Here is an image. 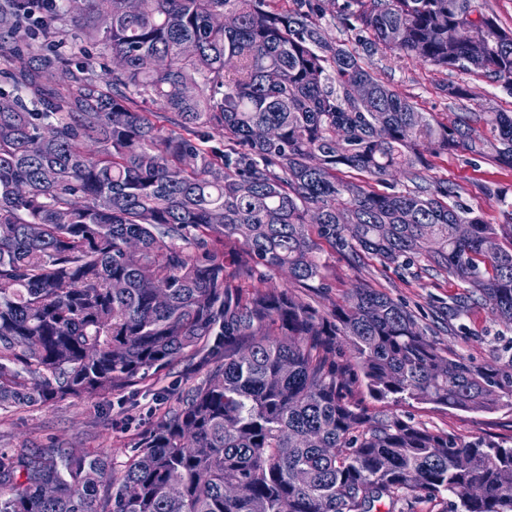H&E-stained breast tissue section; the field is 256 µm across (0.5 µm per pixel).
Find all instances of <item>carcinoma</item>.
<instances>
[{"instance_id":"1","label":"carcinoma","mask_w":512,"mask_h":512,"mask_svg":"<svg viewBox=\"0 0 512 512\" xmlns=\"http://www.w3.org/2000/svg\"><path fill=\"white\" fill-rule=\"evenodd\" d=\"M70 2L0 0V59L21 60L0 68V410L104 396L201 351L211 368L118 472L55 443L0 448V512H382L409 494L512 512V448L353 399L362 378L380 401L493 410L512 360L448 353L366 283L325 312L272 281L309 287L324 242L354 268L422 260L464 285L448 316L512 324V240L421 152L512 167V112L445 123L361 56L382 44L512 90V30L483 0H344L350 48L318 22L336 0ZM68 16L96 65L51 49ZM394 169L414 188L374 190ZM254 278L268 286L244 292Z\"/></svg>"}]
</instances>
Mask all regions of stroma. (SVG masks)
Listing matches in <instances>:
<instances>
[{"label":"stroma","mask_w":512,"mask_h":512,"mask_svg":"<svg viewBox=\"0 0 512 512\" xmlns=\"http://www.w3.org/2000/svg\"><path fill=\"white\" fill-rule=\"evenodd\" d=\"M363 58L391 89L439 120L488 107L512 112V92L497 87L483 74L457 69L439 71L382 45L364 53ZM451 85L469 89L472 99L450 97L447 88ZM428 162L431 176L458 186L467 207L487 223H503L504 204L512 202V168L461 151L432 156ZM318 257L324 287L303 290L302 295L324 310L341 303L349 288L362 282L405 302L420 323L428 324L438 308L451 304L464 292L461 282L425 271L420 261L395 269L369 258L354 268L344 255L326 247L319 250ZM438 341L449 353L488 369L512 360V325L500 322L486 308L465 312L439 334ZM208 369L204 354L199 353L150 372L144 382L104 398L66 397L38 409L17 406L0 410V448H34L56 442L79 450L105 452L114 466H121L141 433L175 409L186 391L205 380ZM394 408L416 424L467 442L512 446V405L491 411H465L406 399L395 403Z\"/></svg>","instance_id":"35a3bbf8"}]
</instances>
